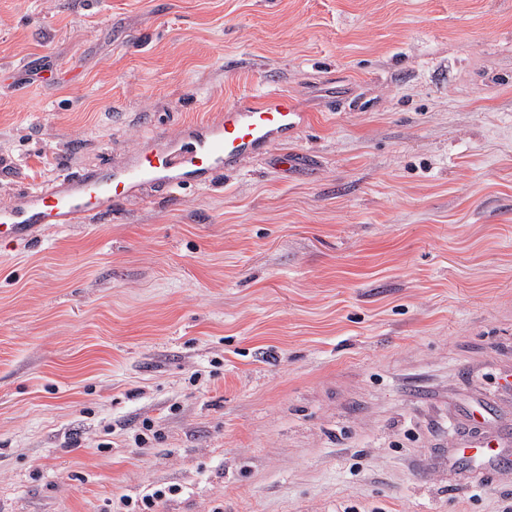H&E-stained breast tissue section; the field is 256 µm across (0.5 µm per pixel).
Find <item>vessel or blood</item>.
Returning a JSON list of instances; mask_svg holds the SVG:
<instances>
[{"mask_svg": "<svg viewBox=\"0 0 512 512\" xmlns=\"http://www.w3.org/2000/svg\"><path fill=\"white\" fill-rule=\"evenodd\" d=\"M309 120L287 94L251 96L225 111L222 119L195 125L189 135L169 139L130 157L119 169H102L63 179L0 209V238L23 240L43 224H80L112 208L115 199L143 185L182 187L202 182L243 157L262 154L287 142Z\"/></svg>", "mask_w": 512, "mask_h": 512, "instance_id": "vessel-or-blood-1", "label": "vessel or blood"}]
</instances>
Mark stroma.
I'll list each match as a JSON object with an SVG mask.
<instances>
[{
    "label": "stroma",
    "mask_w": 512,
    "mask_h": 512,
    "mask_svg": "<svg viewBox=\"0 0 512 512\" xmlns=\"http://www.w3.org/2000/svg\"><path fill=\"white\" fill-rule=\"evenodd\" d=\"M272 90L301 166L0 242V512H512V0H0V208Z\"/></svg>",
    "instance_id": "stroma-1"
}]
</instances>
